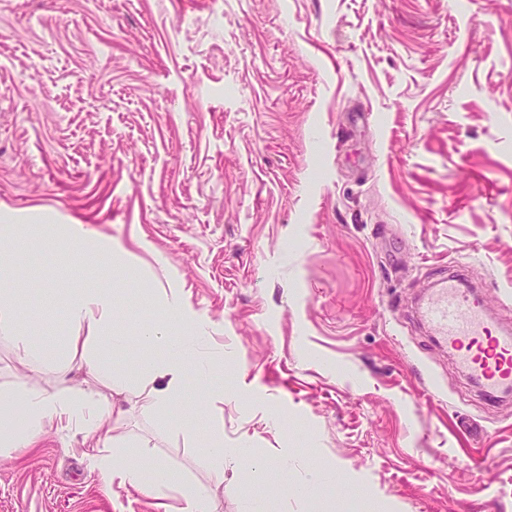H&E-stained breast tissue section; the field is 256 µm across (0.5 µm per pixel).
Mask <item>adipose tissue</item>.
Here are the masks:
<instances>
[{"mask_svg":"<svg viewBox=\"0 0 512 512\" xmlns=\"http://www.w3.org/2000/svg\"><path fill=\"white\" fill-rule=\"evenodd\" d=\"M41 246H63L86 258H99L117 265L123 263L125 253L109 244L91 245L71 231L67 237L47 233L40 238ZM114 292L109 288L87 290L76 288L69 294L65 310L69 321L86 327L87 337L69 339L71 355L80 356L88 375L87 387L79 397L67 398L49 387L34 388L27 383L15 385L11 396L20 398L27 408L25 429L7 437L11 448L35 447L46 432L77 428L83 435L82 455L90 471L101 477H118L121 484L142 495L162 500L178 494L182 505L178 512H212L211 500L199 487L182 481L180 475L166 464L157 462L151 451V440L140 436L130 440L128 449H121L114 434L116 422L112 418V395L127 392L124 375L108 360L91 353L92 342H99L110 358H121L131 347L158 348V358L141 357L139 378L148 384L150 406L168 409L180 394L186 377L210 387L214 369L207 355L208 338L205 331L192 324L179 299L165 301L166 322L147 320L141 323L136 339L113 334L112 306ZM0 339L15 344L24 366L33 373L59 367L63 358L59 352L44 348L33 339L22 325L13 290L0 289ZM211 484L224 483V459L227 456L248 454L247 445L228 449L224 446V429L214 426L204 438Z\"/></svg>","mask_w":512,"mask_h":512,"instance_id":"ef3b65f1","label":"adipose tissue"}]
</instances>
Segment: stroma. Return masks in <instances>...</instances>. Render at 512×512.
<instances>
[{
    "instance_id": "stroma-1",
    "label": "stroma",
    "mask_w": 512,
    "mask_h": 512,
    "mask_svg": "<svg viewBox=\"0 0 512 512\" xmlns=\"http://www.w3.org/2000/svg\"><path fill=\"white\" fill-rule=\"evenodd\" d=\"M0 248L20 318L60 349L72 288L115 291L135 331L178 295L220 385L166 424L147 386L124 436L209 485L216 512H512V397L485 401L415 328L410 294L461 264L512 325V0H0ZM45 224L122 268L43 251ZM29 376L0 342V390ZM81 435L0 449V512H164L90 472ZM329 473L305 496L310 470ZM39 243L49 248L64 246L73 252L83 254L88 259H104L111 265L122 264L126 254L122 249L112 247V244L89 245L76 229H73L66 238L48 230V233L39 239ZM203 447L208 461L209 481L215 486L224 484V457H238L250 452L247 444L238 445L236 448H224V428L220 425L214 426L205 435Z\"/></svg>"
}]
</instances>
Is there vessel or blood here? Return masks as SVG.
Segmentation results:
<instances>
[{
    "label": "vessel or blood",
    "instance_id": "vessel-or-blood-1",
    "mask_svg": "<svg viewBox=\"0 0 512 512\" xmlns=\"http://www.w3.org/2000/svg\"><path fill=\"white\" fill-rule=\"evenodd\" d=\"M463 270H440L414 305L425 333L492 402L512 394V329L500 327L481 291L464 285Z\"/></svg>",
    "mask_w": 512,
    "mask_h": 512
}]
</instances>
